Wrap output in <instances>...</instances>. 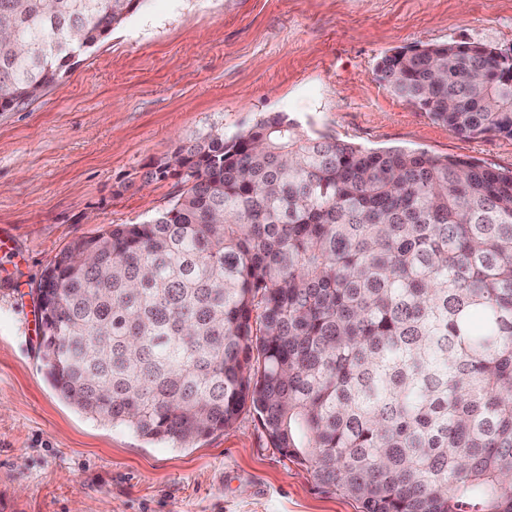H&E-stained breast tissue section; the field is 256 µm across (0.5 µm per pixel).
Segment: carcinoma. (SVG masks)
Wrapping results in <instances>:
<instances>
[{"label": "carcinoma", "mask_w": 512, "mask_h": 512, "mask_svg": "<svg viewBox=\"0 0 512 512\" xmlns=\"http://www.w3.org/2000/svg\"><path fill=\"white\" fill-rule=\"evenodd\" d=\"M148 0H0V109L60 82ZM379 80L512 138V62L405 47ZM177 167H171V164ZM151 173L172 206L71 242L39 356L90 418L187 447L255 415L359 512H512V170L313 137L282 112Z\"/></svg>", "instance_id": "1"}]
</instances>
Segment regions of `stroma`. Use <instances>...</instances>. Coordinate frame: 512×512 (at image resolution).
<instances>
[{
	"mask_svg": "<svg viewBox=\"0 0 512 512\" xmlns=\"http://www.w3.org/2000/svg\"><path fill=\"white\" fill-rule=\"evenodd\" d=\"M461 40L512 54V0H149L0 112V512H359L252 414L187 448L87 418L45 377L35 288L74 239L174 203L158 163L276 112L314 137L512 170V139L459 135L377 77L396 49Z\"/></svg>",
	"mask_w": 512,
	"mask_h": 512,
	"instance_id": "obj_1",
	"label": "stroma"
}]
</instances>
